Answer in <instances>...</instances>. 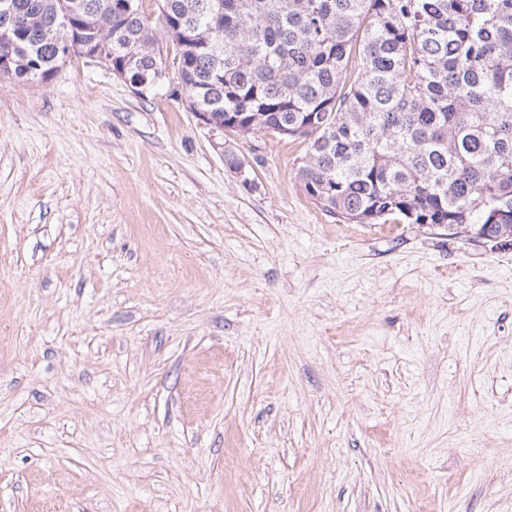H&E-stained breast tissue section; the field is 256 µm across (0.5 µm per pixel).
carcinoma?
Wrapping results in <instances>:
<instances>
[{"label":"carcinoma","mask_w":512,"mask_h":512,"mask_svg":"<svg viewBox=\"0 0 512 512\" xmlns=\"http://www.w3.org/2000/svg\"><path fill=\"white\" fill-rule=\"evenodd\" d=\"M91 2L60 29L54 0H0L10 74L48 82L80 42L152 79V21L128 0ZM159 10L189 110L245 137L305 142L296 177L323 211L512 239V0H160Z\"/></svg>","instance_id":"1"}]
</instances>
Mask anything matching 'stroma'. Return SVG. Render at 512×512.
Listing matches in <instances>:
<instances>
[{
	"instance_id": "stroma-1",
	"label": "stroma",
	"mask_w": 512,
	"mask_h": 512,
	"mask_svg": "<svg viewBox=\"0 0 512 512\" xmlns=\"http://www.w3.org/2000/svg\"><path fill=\"white\" fill-rule=\"evenodd\" d=\"M162 67L0 74V512H512V249L331 216Z\"/></svg>"
}]
</instances>
